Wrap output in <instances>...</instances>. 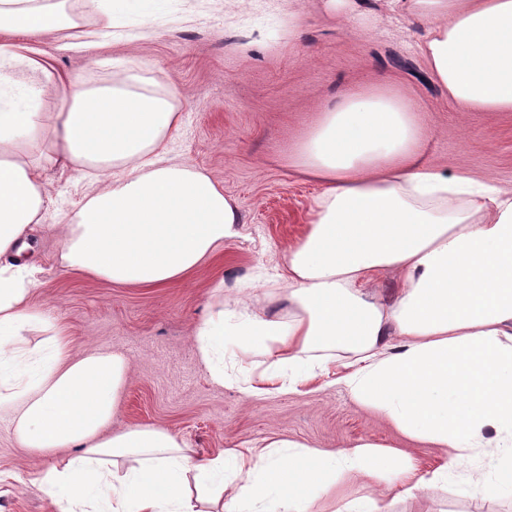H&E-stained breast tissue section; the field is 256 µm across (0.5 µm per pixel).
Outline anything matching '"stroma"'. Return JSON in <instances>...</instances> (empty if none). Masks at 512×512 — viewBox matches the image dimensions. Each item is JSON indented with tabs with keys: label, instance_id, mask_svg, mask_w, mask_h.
<instances>
[{
	"label": "stroma",
	"instance_id": "stroma-1",
	"mask_svg": "<svg viewBox=\"0 0 512 512\" xmlns=\"http://www.w3.org/2000/svg\"><path fill=\"white\" fill-rule=\"evenodd\" d=\"M111 37L69 44L51 33L1 31L50 65L47 109L58 107L62 81L102 85L130 67L173 87L182 125L172 156L204 169L233 198L239 237L186 280L165 288L115 285L60 272L59 244L38 240L43 288L35 306L71 329L75 353L99 348L124 354L128 379L112 429L158 425L196 454L212 455L263 439L333 450L360 440L409 454L435 467L443 449L408 439L384 416L355 403L330 366L298 390L245 396L214 383L194 331L206 317L215 283L239 296L305 231L318 183L291 162L296 145L322 112L346 92L385 86L403 93L423 133L421 159L439 170L512 186V112L462 111L433 78L420 45L426 25L389 11L387 0H362L350 19L326 14L320 0H112ZM54 224L72 216L94 180L92 171L47 170ZM52 456H33L0 411V512H59L34 485ZM477 460L457 463L447 486L416 502L397 490L379 494L381 512H512V491L493 500L464 493Z\"/></svg>",
	"mask_w": 512,
	"mask_h": 512
}]
</instances>
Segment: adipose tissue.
<instances>
[{
	"label": "adipose tissue",
	"mask_w": 512,
	"mask_h": 512,
	"mask_svg": "<svg viewBox=\"0 0 512 512\" xmlns=\"http://www.w3.org/2000/svg\"><path fill=\"white\" fill-rule=\"evenodd\" d=\"M390 3L427 22L421 51L461 110L512 111V0ZM89 5L0 0V31L66 42L110 30L112 0ZM11 61L34 81L15 80ZM47 71L0 44V407L22 448L55 455L38 481L59 512H311L319 501L326 512H379L377 489L396 484L418 500L447 482L449 462L471 457L486 462L469 478L476 494L512 489V188L423 165L411 106L385 88L346 94L295 149L297 173L322 190L266 282L287 312L226 303L216 285L196 344L212 380L248 396L267 380L296 389L314 367L338 364L352 400L449 449L448 463L424 472L370 441L329 451L275 440L197 457L163 427L111 430L129 361L73 354L68 325L33 306L35 232L58 240L61 272L164 287L238 237L240 217L208 173L171 158L182 124L172 87L127 70L104 86L72 85L48 112ZM50 166L97 173L65 224L46 221ZM389 272L401 285L385 303L370 284ZM230 342L252 357L240 378L224 371Z\"/></svg>",
	"instance_id": "obj_1"
}]
</instances>
